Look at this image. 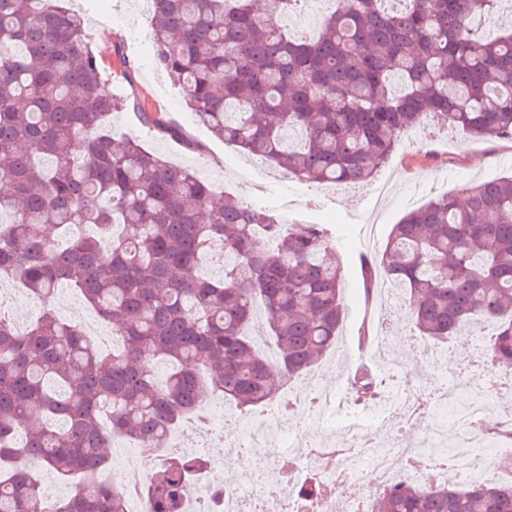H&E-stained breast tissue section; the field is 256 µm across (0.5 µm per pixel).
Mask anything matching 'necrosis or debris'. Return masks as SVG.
I'll return each instance as SVG.
<instances>
[{
	"instance_id": "4bbe7bcc",
	"label": "necrosis or debris",
	"mask_w": 512,
	"mask_h": 512,
	"mask_svg": "<svg viewBox=\"0 0 512 512\" xmlns=\"http://www.w3.org/2000/svg\"><path fill=\"white\" fill-rule=\"evenodd\" d=\"M475 358L469 367L447 377L444 401L455 391H467L469 407L460 417L459 445L448 465L464 478H500L512 481V456L500 452L501 441H512V418L498 413L512 397V367L492 365L476 337H467ZM441 429L420 389L406 391L395 404L368 408L344 423L337 434L296 441L288 453L269 437L262 424H254L243 438L214 454V468L225 459H274L275 471L244 469L239 489L221 499L209 494L207 480L191 485L183 497V512H367L365 504L375 490L388 487L395 476H414L435 466V448ZM367 474H360L359 463ZM316 480L313 495L301 492L307 480ZM362 481L357 496L347 501L323 494V487Z\"/></svg>"
}]
</instances>
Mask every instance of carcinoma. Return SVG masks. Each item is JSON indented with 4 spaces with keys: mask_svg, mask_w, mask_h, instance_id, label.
Segmentation results:
<instances>
[{
    "mask_svg": "<svg viewBox=\"0 0 512 512\" xmlns=\"http://www.w3.org/2000/svg\"><path fill=\"white\" fill-rule=\"evenodd\" d=\"M502 2L339 0L312 35L286 23L307 0H268L262 13L251 0H151L150 16L157 66L213 136L301 181L352 185L427 113L464 139L512 140V28L477 30ZM100 69L84 19L61 0H0V214L11 216L0 221V279L41 305L22 332L0 312V512H128L123 489L102 478L113 436L158 451L215 397L264 413L344 320L330 229L295 231L231 194L217 203L195 170L115 135L107 120L124 103ZM137 109L162 138L203 150L165 113ZM463 193L407 213L364 284L381 273L401 288L414 331L434 345L470 322L496 324L488 357L512 366V177ZM217 246L224 274L204 277ZM63 283L112 326V351L57 316ZM258 310L268 349L247 336ZM350 389L369 406L384 399L368 370ZM34 410L43 421L31 426ZM210 467L163 456L147 512H180ZM39 469L81 489L46 498ZM369 512H512V482L401 477Z\"/></svg>",
    "mask_w": 512,
    "mask_h": 512,
    "instance_id": "obj_1",
    "label": "carcinoma"
}]
</instances>
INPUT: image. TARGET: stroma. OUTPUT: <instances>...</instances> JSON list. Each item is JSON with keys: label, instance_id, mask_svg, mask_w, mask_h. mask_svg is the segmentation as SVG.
I'll return each mask as SVG.
<instances>
[{"label": "stroma", "instance_id": "1", "mask_svg": "<svg viewBox=\"0 0 512 512\" xmlns=\"http://www.w3.org/2000/svg\"><path fill=\"white\" fill-rule=\"evenodd\" d=\"M66 5L83 16L87 38L104 61L102 76L115 93L135 97L148 110L167 113L202 143L205 151L198 154L159 137L126 111L110 117L112 129L136 137L146 148L174 163L195 168L216 194L251 202L259 196L255 189L261 185L265 192L259 197L264 206L274 209L285 224L297 230L308 224H327L335 230L347 317L339 336L341 351L323 360L321 383L336 392L340 406L327 410L317 422L284 418L277 409H269L265 418L268 431L306 438L318 434L321 427L332 428L348 420L355 411L350 379L361 368L395 388L419 385L428 393H439L443 376L427 370L416 379L402 374L396 344L356 352L357 339L366 324L362 261L384 247L393 225L409 210L443 195L460 193L472 182L512 176V141L441 140L415 129L408 131L375 173L387 186L379 202L369 183L356 188L305 183L215 140L196 121L182 94L172 91L168 75L150 60L152 39L147 14L138 0H66ZM117 44L124 48V59H116L113 53Z\"/></svg>", "mask_w": 512, "mask_h": 512}]
</instances>
